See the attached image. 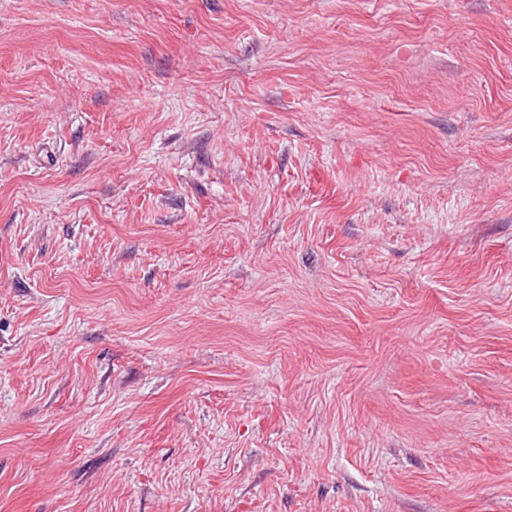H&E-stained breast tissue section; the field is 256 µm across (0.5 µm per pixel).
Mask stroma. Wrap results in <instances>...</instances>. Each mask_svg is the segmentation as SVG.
<instances>
[{"mask_svg": "<svg viewBox=\"0 0 512 512\" xmlns=\"http://www.w3.org/2000/svg\"><path fill=\"white\" fill-rule=\"evenodd\" d=\"M0 512H512V0H0Z\"/></svg>", "mask_w": 512, "mask_h": 512, "instance_id": "35a3bbf8", "label": "stroma"}]
</instances>
